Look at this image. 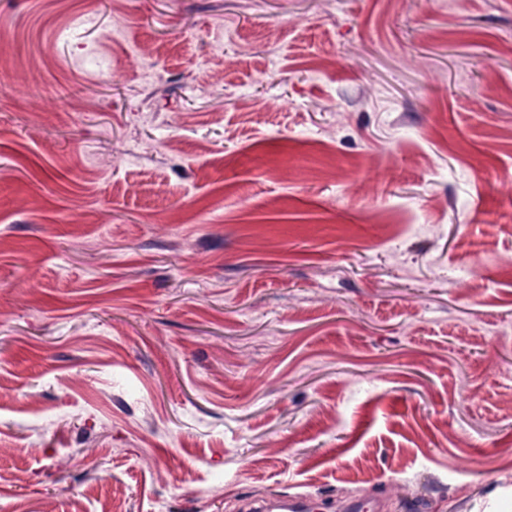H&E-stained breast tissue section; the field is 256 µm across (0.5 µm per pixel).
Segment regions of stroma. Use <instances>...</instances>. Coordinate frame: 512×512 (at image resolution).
Listing matches in <instances>:
<instances>
[{"label": "stroma", "instance_id": "obj_1", "mask_svg": "<svg viewBox=\"0 0 512 512\" xmlns=\"http://www.w3.org/2000/svg\"><path fill=\"white\" fill-rule=\"evenodd\" d=\"M512 512V0H0V512ZM309 497L303 493H295L288 499L263 502L251 510L256 512H312L307 506Z\"/></svg>", "mask_w": 512, "mask_h": 512}]
</instances>
